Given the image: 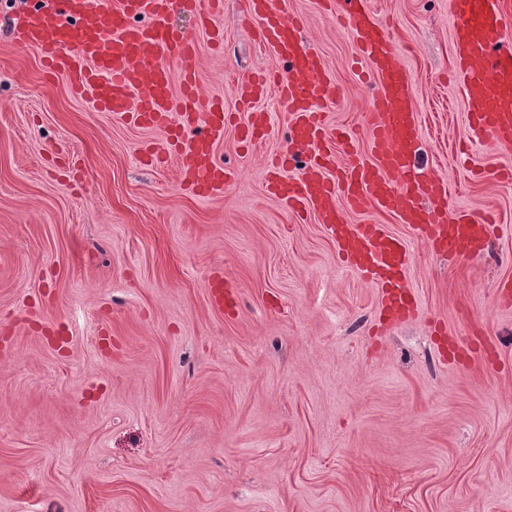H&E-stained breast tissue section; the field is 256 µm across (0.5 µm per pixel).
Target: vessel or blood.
Listing matches in <instances>:
<instances>
[{
	"instance_id": "obj_1",
	"label": "vessel or blood",
	"mask_w": 512,
	"mask_h": 512,
	"mask_svg": "<svg viewBox=\"0 0 512 512\" xmlns=\"http://www.w3.org/2000/svg\"><path fill=\"white\" fill-rule=\"evenodd\" d=\"M455 69L470 129L512 150V39L503 35L500 0H450ZM321 11L356 43L367 65L371 94L366 114L368 152L347 128L329 129L321 111L339 87L321 56L304 41L305 27L284 14L278 0H247L252 34L286 68L241 80L236 97L247 118L239 128L243 148L268 132L256 104L276 95L288 105V147L270 159L266 191L300 218L324 225L347 267L381 290L378 321L411 318L416 305L406 285L410 253L384 225L350 223L368 208L394 216L435 253L479 251L494 227L488 217L448 210V189L420 162L422 137L410 94L411 76L387 21L370 0H318ZM223 0H30L15 18L17 43L35 49L43 67L75 78L77 94L99 111L145 128L169 131L164 149H144L152 165L168 156L181 162V181L209 197L223 193L235 172L216 156L230 115L222 101L203 98L197 85L194 37L174 27L176 13L193 16L215 47ZM301 166V176L288 170Z\"/></svg>"
}]
</instances>
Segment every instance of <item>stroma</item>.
Here are the masks:
<instances>
[{
  "label": "stroma",
  "instance_id": "35a3bbf8",
  "mask_svg": "<svg viewBox=\"0 0 512 512\" xmlns=\"http://www.w3.org/2000/svg\"><path fill=\"white\" fill-rule=\"evenodd\" d=\"M340 88L331 127L366 142L370 106L350 35L314 0H282ZM392 24L448 205L494 213L482 251L408 245L418 311L376 330L379 290L341 264L321 224L266 189L288 110L242 153L234 94L283 63L224 0V47L199 45V89L235 124L216 147L224 194L147 165L166 132L94 111L46 78L0 0V512H512V153L469 138L452 76L448 0H375ZM469 139L471 153L456 150ZM238 289L217 308L212 286ZM456 354H449V345Z\"/></svg>",
  "mask_w": 512,
  "mask_h": 512
}]
</instances>
